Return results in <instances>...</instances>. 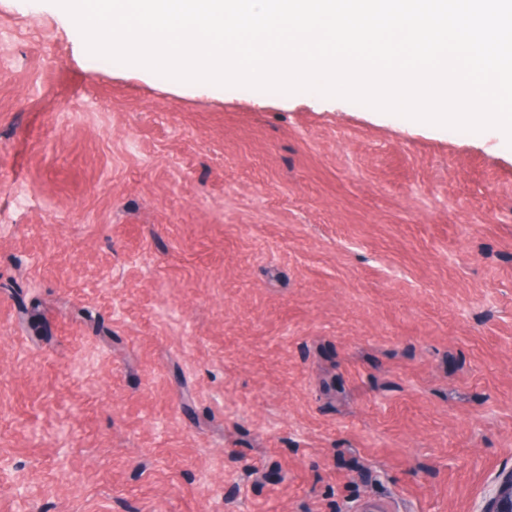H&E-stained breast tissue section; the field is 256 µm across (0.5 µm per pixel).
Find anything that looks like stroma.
Instances as JSON below:
<instances>
[{
  "label": "stroma",
  "mask_w": 512,
  "mask_h": 512,
  "mask_svg": "<svg viewBox=\"0 0 512 512\" xmlns=\"http://www.w3.org/2000/svg\"><path fill=\"white\" fill-rule=\"evenodd\" d=\"M83 45L0 0V512H486L505 134Z\"/></svg>",
  "instance_id": "35a3bbf8"
}]
</instances>
